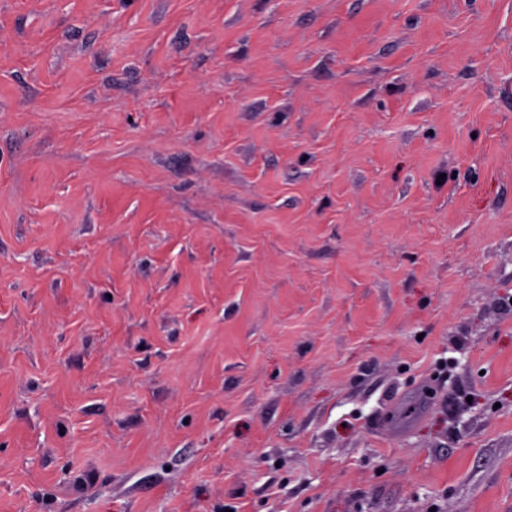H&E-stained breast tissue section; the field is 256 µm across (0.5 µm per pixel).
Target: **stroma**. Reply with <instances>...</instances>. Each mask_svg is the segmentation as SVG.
<instances>
[{"label": "stroma", "instance_id": "obj_1", "mask_svg": "<svg viewBox=\"0 0 512 512\" xmlns=\"http://www.w3.org/2000/svg\"><path fill=\"white\" fill-rule=\"evenodd\" d=\"M0 512H512V0H0Z\"/></svg>", "mask_w": 512, "mask_h": 512}]
</instances>
